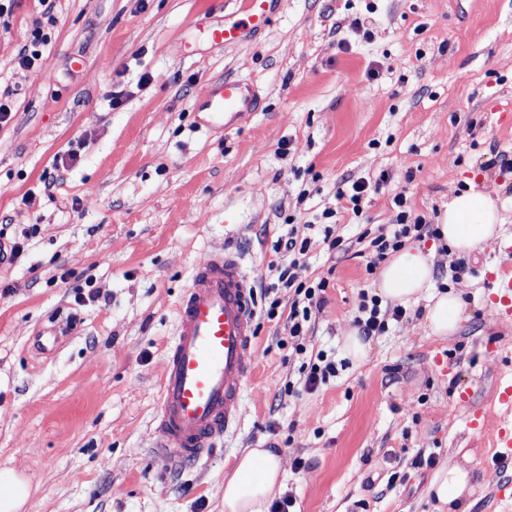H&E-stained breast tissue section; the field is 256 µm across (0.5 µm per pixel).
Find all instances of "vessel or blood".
Instances as JSON below:
<instances>
[{"instance_id":"1","label":"vessel or blood","mask_w":512,"mask_h":512,"mask_svg":"<svg viewBox=\"0 0 512 512\" xmlns=\"http://www.w3.org/2000/svg\"><path fill=\"white\" fill-rule=\"evenodd\" d=\"M276 5L277 0H242L237 19L208 26L205 39L216 46L240 44L268 25ZM259 108L252 86L234 77L208 81L193 105L205 126L225 130ZM499 257L494 307L512 318V246L500 248ZM257 281L256 268L245 267L241 255L229 250L194 270L179 305L178 328L161 382L156 446L165 459H200L240 420L242 387L257 357ZM471 422L489 430L502 462L512 461V423L489 428L485 413L479 411Z\"/></svg>"}]
</instances>
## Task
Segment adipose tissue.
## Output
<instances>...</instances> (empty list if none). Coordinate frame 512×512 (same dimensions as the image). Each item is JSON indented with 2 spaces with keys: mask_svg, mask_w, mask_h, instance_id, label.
I'll return each mask as SVG.
<instances>
[{
  "mask_svg": "<svg viewBox=\"0 0 512 512\" xmlns=\"http://www.w3.org/2000/svg\"><path fill=\"white\" fill-rule=\"evenodd\" d=\"M505 217L489 193L476 188L451 198L436 229L451 251L469 254L500 236ZM435 250L410 246L394 253L379 274L378 293L385 300L408 305L426 300L424 327L430 335L457 332L465 304L451 291L433 289ZM470 471L460 463L444 465L429 490L440 503L456 504L468 489ZM281 485L279 455L268 448L246 449L233 475L224 483V512H267L275 489Z\"/></svg>",
  "mask_w": 512,
  "mask_h": 512,
  "instance_id": "ef3b65f1",
  "label": "adipose tissue"
}]
</instances>
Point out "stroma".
<instances>
[{
  "instance_id": "stroma-1",
  "label": "stroma",
  "mask_w": 512,
  "mask_h": 512,
  "mask_svg": "<svg viewBox=\"0 0 512 512\" xmlns=\"http://www.w3.org/2000/svg\"><path fill=\"white\" fill-rule=\"evenodd\" d=\"M238 0H14L0 29V239L22 243L0 265V470L33 488L25 512H224V480L256 445L282 460L292 512H437L428 491L456 449L470 456L466 512H512V465H495L469 415H503L512 383V319L492 306L499 241L467 255L435 246L437 291L466 303L453 335H427L422 305L347 360L360 292L376 293L358 238L389 229L395 194L435 222L469 186L512 198V0H282L240 46L202 40ZM44 61L15 56L34 29ZM258 91L233 129L194 124L210 79ZM52 187L41 177L68 153ZM390 179L361 216H320L344 183ZM308 227L306 262L326 274L327 303L304 344L343 367L305 389L281 321L256 316L259 356L246 408L200 460L156 452L160 376L194 268L238 251L273 259L289 227ZM468 275L454 282L452 269ZM94 289L83 305L74 295ZM473 398H457L459 382ZM426 463L414 467L416 458Z\"/></svg>"
}]
</instances>
